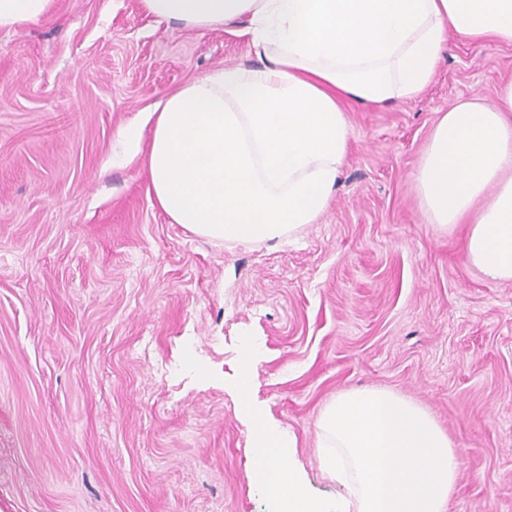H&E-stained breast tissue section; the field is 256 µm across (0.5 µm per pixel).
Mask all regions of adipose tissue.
<instances>
[{"mask_svg":"<svg viewBox=\"0 0 512 512\" xmlns=\"http://www.w3.org/2000/svg\"><path fill=\"white\" fill-rule=\"evenodd\" d=\"M161 23L243 25L256 64L219 68L159 102L147 151L158 206L193 233L288 239L333 198L349 150L344 100L418 97L452 35L512 44V0H140ZM56 0H0V29ZM414 180L431 223H467L468 262L512 282V81L435 126Z\"/></svg>","mask_w":512,"mask_h":512,"instance_id":"adipose-tissue-1","label":"adipose tissue"}]
</instances>
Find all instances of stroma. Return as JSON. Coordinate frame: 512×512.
<instances>
[{
    "label": "stroma",
    "instance_id": "obj_1",
    "mask_svg": "<svg viewBox=\"0 0 512 512\" xmlns=\"http://www.w3.org/2000/svg\"><path fill=\"white\" fill-rule=\"evenodd\" d=\"M242 27L157 22L140 0H58L0 30V512H269L232 366L296 439L373 387L424 407L457 450L447 512H512V282L464 226L430 223L413 175L440 117L494 101L512 44L451 37L409 102H350L337 193L295 241L237 245L173 223L146 169L150 108L251 60Z\"/></svg>",
    "mask_w": 512,
    "mask_h": 512
}]
</instances>
